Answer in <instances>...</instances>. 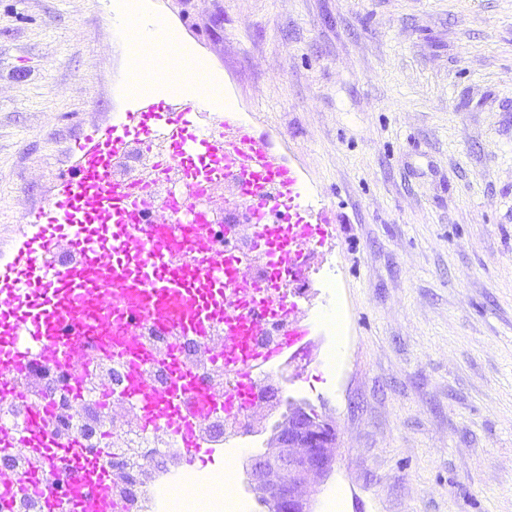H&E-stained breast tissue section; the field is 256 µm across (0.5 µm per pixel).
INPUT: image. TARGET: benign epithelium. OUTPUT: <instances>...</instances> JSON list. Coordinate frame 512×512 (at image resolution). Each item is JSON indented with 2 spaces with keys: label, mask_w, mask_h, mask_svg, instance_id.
<instances>
[{
  "label": "benign epithelium",
  "mask_w": 512,
  "mask_h": 512,
  "mask_svg": "<svg viewBox=\"0 0 512 512\" xmlns=\"http://www.w3.org/2000/svg\"><path fill=\"white\" fill-rule=\"evenodd\" d=\"M271 451L249 458L246 471L268 512H314L308 486L326 478L335 461L336 429L304 408L288 411Z\"/></svg>",
  "instance_id": "7a95c632"
}]
</instances>
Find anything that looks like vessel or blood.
I'll list each match as a JSON object with an SVG mask.
<instances>
[{
  "label": "vessel or blood",
  "instance_id": "obj_1",
  "mask_svg": "<svg viewBox=\"0 0 512 512\" xmlns=\"http://www.w3.org/2000/svg\"><path fill=\"white\" fill-rule=\"evenodd\" d=\"M133 147L155 152V171L178 190L161 207L144 198L152 177L114 172ZM75 154L70 169L53 172L54 193L29 212L10 252L0 251V400L14 398V379L33 363L54 365V387L72 390L87 364L124 358L128 384L113 406L172 436L190 464L207 450L202 432L213 417H251L269 370L307 351L311 325L295 288L331 236V203L311 197L265 134L225 110L207 84L139 96L134 109L84 134ZM224 185L245 204L251 251L229 248L235 227L189 213L190 192ZM256 254L267 264L246 277ZM271 320L284 327L280 342L256 349ZM147 327L172 337L166 354L144 349ZM186 337L205 361L233 366L230 388L183 358ZM153 364L165 366V388L151 382ZM47 412V402L33 405L20 435L0 424V447L24 449L28 462L26 472L0 475V499L30 488L47 512H113L114 474L74 437L49 431Z\"/></svg>",
  "mask_w": 512,
  "mask_h": 512
}]
</instances>
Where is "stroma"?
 Returning <instances> with one entry per match:
<instances>
[{
  "mask_svg": "<svg viewBox=\"0 0 512 512\" xmlns=\"http://www.w3.org/2000/svg\"><path fill=\"white\" fill-rule=\"evenodd\" d=\"M126 0H0V242L92 125L133 104ZM206 62L307 189L346 333L283 366L286 405L336 429L315 512H512V0H140Z\"/></svg>",
  "mask_w": 512,
  "mask_h": 512,
  "instance_id": "1",
  "label": "stroma"
}]
</instances>
